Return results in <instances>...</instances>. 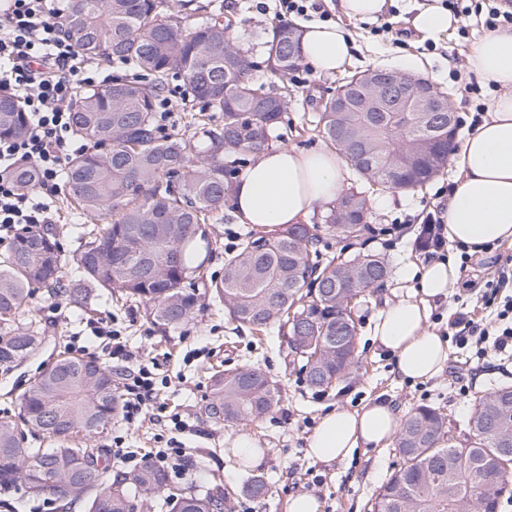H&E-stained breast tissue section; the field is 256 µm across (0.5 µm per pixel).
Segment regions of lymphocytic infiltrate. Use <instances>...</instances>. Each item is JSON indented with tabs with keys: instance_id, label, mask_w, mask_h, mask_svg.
Here are the masks:
<instances>
[{
	"instance_id": "1",
	"label": "lymphocytic infiltrate",
	"mask_w": 512,
	"mask_h": 512,
	"mask_svg": "<svg viewBox=\"0 0 512 512\" xmlns=\"http://www.w3.org/2000/svg\"><path fill=\"white\" fill-rule=\"evenodd\" d=\"M65 0H6L0 5V89L24 100L29 131L21 139H0V232H24L52 221L71 136L69 103L80 86L99 85L96 69L63 32ZM453 16L484 13V26H512V10L500 0H442ZM23 162L38 171L36 186L26 192L14 183L13 171ZM512 272L501 269L480 292L484 308L496 321L481 324L459 314L454 334L460 346L491 343L499 354L512 357ZM156 380L148 366L123 385L122 418L133 422L156 405Z\"/></svg>"
}]
</instances>
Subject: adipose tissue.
<instances>
[{"instance_id":"1","label":"adipose tissue","mask_w":512,"mask_h":512,"mask_svg":"<svg viewBox=\"0 0 512 512\" xmlns=\"http://www.w3.org/2000/svg\"><path fill=\"white\" fill-rule=\"evenodd\" d=\"M301 48L316 72L331 74L349 63L352 40L340 26L313 24L302 34ZM466 68L498 93L453 157L458 176L442 218L451 243L512 244V27L489 31L475 43ZM345 169V159L327 150L272 147L237 182L234 214L258 228L302 223L342 194ZM406 275L416 282L413 295L380 311L372 334L394 354L400 375L426 380L440 374L448 360L447 342L428 324L429 303L455 287L458 268L451 260L431 261ZM400 424L399 412L388 404L331 411L309 434L308 454L329 464L360 448H383Z\"/></svg>"}]
</instances>
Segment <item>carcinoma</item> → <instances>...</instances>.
Wrapping results in <instances>:
<instances>
[{
	"label": "carcinoma",
	"instance_id": "obj_1",
	"mask_svg": "<svg viewBox=\"0 0 512 512\" xmlns=\"http://www.w3.org/2000/svg\"><path fill=\"white\" fill-rule=\"evenodd\" d=\"M282 21L266 32L270 75L290 78L301 49L288 53ZM64 30L80 53L128 66L132 78L77 92L71 126L86 146L72 156L62 179L63 195L78 214L101 225L74 255L61 250L50 226L18 235L0 259V368L9 370L43 341L31 313L35 292L62 297L73 308L93 310L99 293L118 294L143 305L152 323L177 329L195 318L202 299L224 305L229 320L259 334L279 324L287 346L301 356L307 384H335L354 362L357 327L348 301L365 296L388 274L385 257L312 259L318 231L359 238L368 224H338L327 209L319 224H292L273 232H249L224 259V276L206 278L201 251L212 253L197 234L224 208L238 155L259 156L281 138L288 108L285 95L251 80L254 61L224 25V6L213 0H69ZM198 105L187 136L162 132L156 112L172 79ZM440 113L427 122L403 121L398 112H349L376 155L404 171L387 184L351 164L359 180L380 190L408 189L430 180L421 138L438 134ZM322 137L343 156L336 140V113L325 101L319 113ZM21 99L0 91V138L28 132ZM36 179L31 164L18 168L22 189ZM278 389L258 366L218 370L204 413L222 424L256 421L279 402ZM122 407L118 376L94 358L69 352L43 370L20 396L18 420L0 421V506L11 509V493L47 497L64 506L80 502L85 512H137L161 491L167 473L147 459L136 469L112 470L106 449L90 448L92 427L112 425ZM471 435L457 445L447 418L424 406L403 423L396 448L403 464L381 487L371 512H498L512 498V384L478 396ZM49 442L46 448L36 442ZM241 492L268 493L261 474ZM231 494L217 485L176 500L172 512H224Z\"/></svg>",
	"mask_w": 512,
	"mask_h": 512
}]
</instances>
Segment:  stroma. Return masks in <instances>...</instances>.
I'll list each match as a JSON object with an SVG mask.
<instances>
[{"label": "stroma", "mask_w": 512, "mask_h": 512, "mask_svg": "<svg viewBox=\"0 0 512 512\" xmlns=\"http://www.w3.org/2000/svg\"><path fill=\"white\" fill-rule=\"evenodd\" d=\"M225 18L234 26L233 37L249 45L255 61L251 72L255 84L273 86L262 59L264 28L270 27L276 13L260 11L259 0H220ZM336 23L355 41L350 62L343 70L325 75L309 63H302V82H289L287 133L279 144L298 149L326 148L327 143L316 125L323 99L335 93L343 78L374 68L410 71L448 92L454 102L458 138H465L466 117L476 105L488 103L494 94L489 85L480 84L478 76L467 72L461 63L471 46L485 33L480 18L459 17L456 27L425 35L413 29L414 17L423 9L440 6L441 0H387L390 13L382 21L393 30L371 35V22L349 19L340 10V0H322ZM467 36H460V29ZM480 91H472V84ZM453 166H445L432 180L413 190L376 191L371 196L370 230L357 241H345L323 234L318 245L325 255L351 256L360 251H375L385 256L389 273L383 285L354 308L357 323L356 365L351 373L326 392H317L305 382L300 361L289 354L278 326H271L263 340H255L248 331H235L224 308L206 301L197 319L178 329L161 330L145 317L135 301L101 297L93 314L76 312L63 298L35 294L31 310L44 329L40 349L17 368L0 369V421L14 417L19 397L56 358L61 350L93 357L112 368L120 377L136 372L141 365L151 366L161 386L159 398L167 406L165 413L145 411L134 423L115 420L109 433L90 439L95 448H108L113 437L141 454H154L160 448L183 451L185 469L170 476L166 487L149 502L150 512H170L169 504L189 492L202 493L215 484L232 490L227 512H285L290 495L308 491L322 504V512H369L368 503L402 459L394 445L360 450L347 460L324 464L307 454V437L320 416L340 408L357 409L369 401L388 402L409 415L421 406L437 408L451 423L457 438L468 434V421L474 399L503 382L512 383V359L488 351L481 359V371H472L467 362L474 348L448 346V362L442 373L428 380H411L398 374L395 358L374 342L371 333L377 314L387 305L406 298L412 292L404 271L423 263L414 245L417 228L425 207L442 206L447 196L442 189L453 182ZM248 225L239 223L232 206H225L210 226L212 252L204 271L218 278L224 273V259L236 249ZM495 264L461 273V287L448 298L430 304L429 324L435 332L447 335L457 313L476 310V297ZM106 323L123 337L133 352L132 358L112 355V342L97 338L92 328ZM243 365L261 367L272 378L281 399L261 421L222 425L206 418L202 409L210 393L214 368ZM472 383L470 397L459 394L462 383ZM250 438L262 448L259 466L241 465L235 452L240 438ZM262 474L269 492L262 498L240 494L239 488L252 473Z\"/></svg>", "instance_id": "obj_1"}]
</instances>
